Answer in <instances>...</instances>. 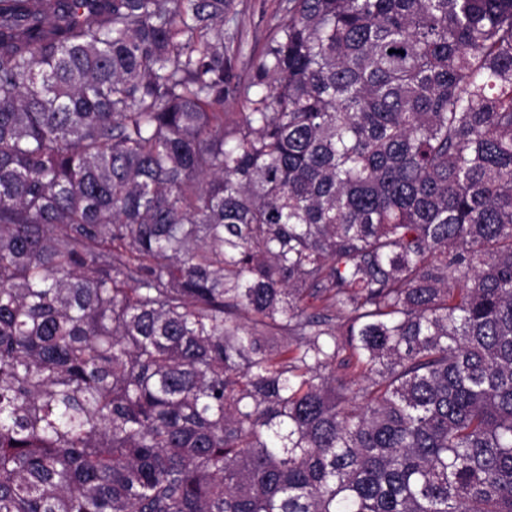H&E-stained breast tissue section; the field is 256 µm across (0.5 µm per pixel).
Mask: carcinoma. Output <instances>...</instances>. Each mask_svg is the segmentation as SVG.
<instances>
[{
	"instance_id": "cac0c4a2",
	"label": "carcinoma",
	"mask_w": 512,
	"mask_h": 512,
	"mask_svg": "<svg viewBox=\"0 0 512 512\" xmlns=\"http://www.w3.org/2000/svg\"><path fill=\"white\" fill-rule=\"evenodd\" d=\"M232 10L0 0V512H512V0ZM282 0H234L235 20L226 23L233 29L238 22L242 26L249 48L259 51L267 41L270 28L280 12Z\"/></svg>"
}]
</instances>
